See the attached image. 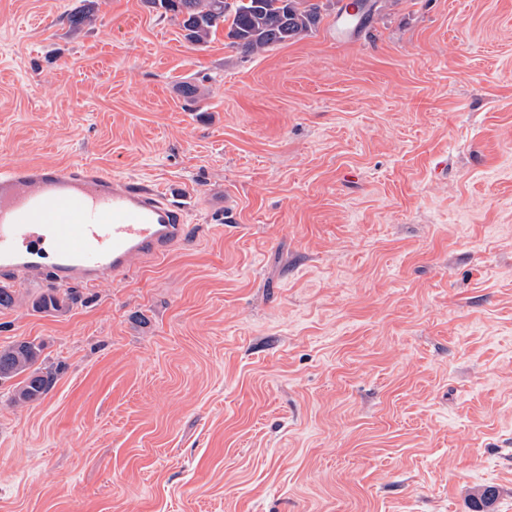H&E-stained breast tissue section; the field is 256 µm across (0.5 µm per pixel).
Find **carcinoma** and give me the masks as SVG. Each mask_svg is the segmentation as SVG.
<instances>
[{
    "mask_svg": "<svg viewBox=\"0 0 512 512\" xmlns=\"http://www.w3.org/2000/svg\"><path fill=\"white\" fill-rule=\"evenodd\" d=\"M172 16L182 17L189 42H208L221 24L228 25L230 46L247 54L286 43L314 28L321 21L322 5L315 0H151ZM74 301L73 293L52 291L33 301L38 312H60ZM43 345L15 340L0 345V383L16 377L12 401L27 405L40 401L54 386L59 370L39 363ZM497 496L486 487L473 502L474 512H485Z\"/></svg>",
    "mask_w": 512,
    "mask_h": 512,
    "instance_id": "cac0c4a2",
    "label": "carcinoma"
}]
</instances>
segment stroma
<instances>
[{
	"instance_id": "obj_1",
	"label": "stroma",
	"mask_w": 512,
	"mask_h": 512,
	"mask_svg": "<svg viewBox=\"0 0 512 512\" xmlns=\"http://www.w3.org/2000/svg\"><path fill=\"white\" fill-rule=\"evenodd\" d=\"M257 54L150 0H0V165L189 195L185 240L0 345V512H512V0ZM43 345L36 341L15 340L0 345V383L21 376L12 401L27 405L40 401L54 386L59 370L38 363Z\"/></svg>"
}]
</instances>
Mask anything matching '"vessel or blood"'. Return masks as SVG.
I'll return each mask as SVG.
<instances>
[{"instance_id":"obj_1","label":"vessel or blood","mask_w":512,"mask_h":512,"mask_svg":"<svg viewBox=\"0 0 512 512\" xmlns=\"http://www.w3.org/2000/svg\"><path fill=\"white\" fill-rule=\"evenodd\" d=\"M191 208L178 190L89 166L1 167L0 288L120 278L132 258L155 259L182 242Z\"/></svg>"}]
</instances>
